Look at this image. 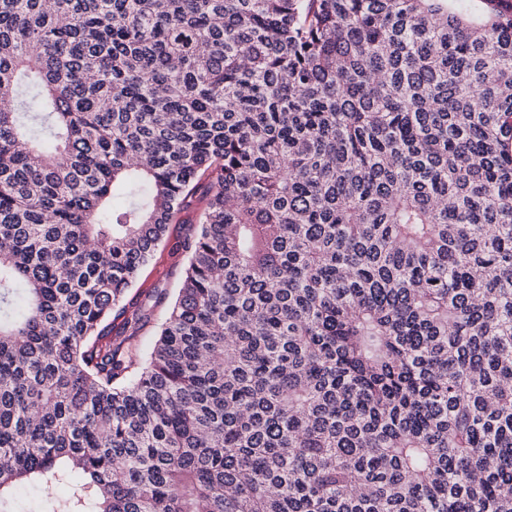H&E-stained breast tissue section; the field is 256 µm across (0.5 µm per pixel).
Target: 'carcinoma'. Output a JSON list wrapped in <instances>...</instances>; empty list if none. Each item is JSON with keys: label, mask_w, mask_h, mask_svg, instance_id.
Wrapping results in <instances>:
<instances>
[{"label": "carcinoma", "mask_w": 512, "mask_h": 512, "mask_svg": "<svg viewBox=\"0 0 512 512\" xmlns=\"http://www.w3.org/2000/svg\"><path fill=\"white\" fill-rule=\"evenodd\" d=\"M26 485L512 512V0H0V512ZM187 238L182 224H172L164 243L155 251L152 260L142 269L131 296L147 301L158 289H165L164 303L156 308L151 322L142 331L147 343L155 339L158 324L179 288V273L187 261Z\"/></svg>", "instance_id": "obj_1"}]
</instances>
